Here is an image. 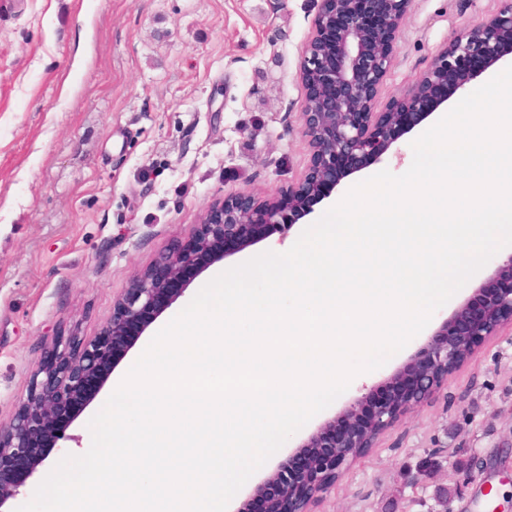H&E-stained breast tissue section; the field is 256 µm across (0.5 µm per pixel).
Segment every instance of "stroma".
Listing matches in <instances>:
<instances>
[{
	"label": "stroma",
	"mask_w": 512,
	"mask_h": 512,
	"mask_svg": "<svg viewBox=\"0 0 512 512\" xmlns=\"http://www.w3.org/2000/svg\"><path fill=\"white\" fill-rule=\"evenodd\" d=\"M321 0H0V421L9 422L53 335H98L112 302L156 254L189 241L224 198H266L311 164L298 78ZM497 0H413L376 98L407 94L439 51ZM439 107L381 161L341 181L288 231L207 265L155 316L112 370L121 378L158 326L216 274L299 238L356 184L413 161L411 144ZM474 274L382 367L357 376L258 469L229 503L237 512L267 468L295 453L353 398L380 387L492 275ZM94 393L48 449L17 505L66 455L86 448ZM435 459L441 472L422 476ZM512 512V333L487 338L447 384L381 434L314 512Z\"/></svg>",
	"instance_id": "obj_1"
}]
</instances>
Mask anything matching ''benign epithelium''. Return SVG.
I'll return each mask as SVG.
<instances>
[{"mask_svg": "<svg viewBox=\"0 0 512 512\" xmlns=\"http://www.w3.org/2000/svg\"><path fill=\"white\" fill-rule=\"evenodd\" d=\"M491 15L456 36L403 97L374 111L380 85L394 56L396 32L412 0H321L313 35L299 67L306 90L302 131L312 151L303 180L277 196L240 195L205 210L194 236L182 247L164 249L136 273L115 299L112 317L98 336L78 347L76 337H50L26 397L6 425L0 424V464L26 462L33 474L45 450L72 439L59 424L61 412L82 402L117 363L114 349L138 325H147L187 289L188 270L221 261L230 247L241 249L271 227L291 226L311 213L310 202L326 197L362 158H381L395 133L410 130L435 109L466 93L482 70L512 57V0H498ZM471 302L458 307L427 338L411 365L387 379V394L368 393L350 401L301 445L300 455L275 466L256 487L263 512H312L356 459L348 448H370L384 431L435 394L489 336L512 329V253L503 257ZM22 481H0V509L20 494Z\"/></svg>", "mask_w": 512, "mask_h": 512, "instance_id": "benign-epithelium-1", "label": "benign epithelium"}]
</instances>
